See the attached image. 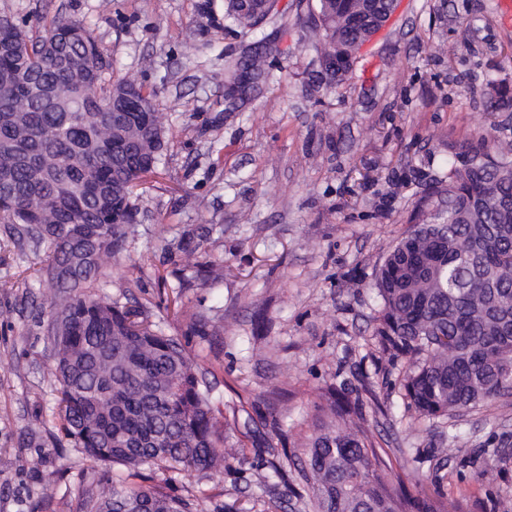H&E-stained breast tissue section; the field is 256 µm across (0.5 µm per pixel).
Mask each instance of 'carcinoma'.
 <instances>
[{"instance_id": "carcinoma-1", "label": "carcinoma", "mask_w": 512, "mask_h": 512, "mask_svg": "<svg viewBox=\"0 0 512 512\" xmlns=\"http://www.w3.org/2000/svg\"><path fill=\"white\" fill-rule=\"evenodd\" d=\"M363 8L318 0L320 56L352 58L370 33L354 24ZM86 54L103 56L76 20L0 23V224L49 248L64 437L96 465L126 472L101 480L87 512H190L163 486L138 483L142 469L221 471L229 423L176 338L96 293L136 223V188L158 169L164 127L151 95L128 79L108 83L103 66L78 96L71 60ZM242 70L271 78L261 53ZM509 108L512 90L500 87L489 109ZM463 152L472 163L448 174L446 216L419 209L373 282L378 344L407 358L406 399L433 420L512 395V266L501 262L512 254V157L472 144ZM351 410L345 392L328 390L302 468L307 512H467L459 499L415 495L390 479L371 433L340 425Z\"/></svg>"}]
</instances>
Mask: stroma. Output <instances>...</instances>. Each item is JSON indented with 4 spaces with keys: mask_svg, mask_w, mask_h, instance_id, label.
I'll use <instances>...</instances> for the list:
<instances>
[{
    "mask_svg": "<svg viewBox=\"0 0 512 512\" xmlns=\"http://www.w3.org/2000/svg\"><path fill=\"white\" fill-rule=\"evenodd\" d=\"M226 0H0V16L80 20L112 78L151 93L165 164L137 190L134 231L100 294L140 307L214 377L231 416L219 474L148 468L195 512H303L255 472L269 449L293 462L339 387L359 405L393 474L412 490L512 512V396L428 420L403 394L405 361L375 340V271L425 192L446 206L449 145L512 143V29L498 0H397L351 72L319 83L309 39L317 0H276L253 28ZM266 53L273 78L234 103L224 64ZM48 249L0 224V512H83L102 473L62 446L51 374ZM206 330H199V321Z\"/></svg>",
    "mask_w": 512,
    "mask_h": 512,
    "instance_id": "1",
    "label": "stroma"
}]
</instances>
